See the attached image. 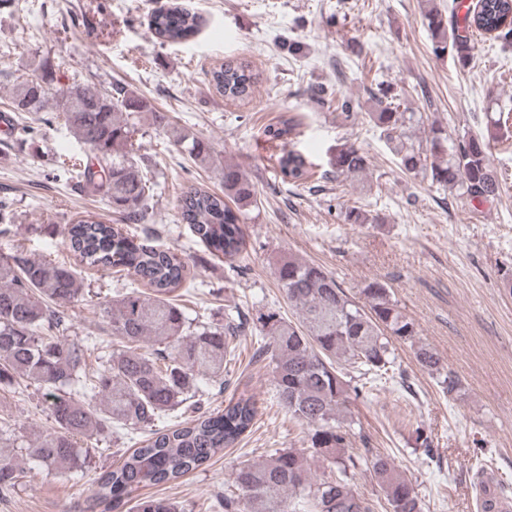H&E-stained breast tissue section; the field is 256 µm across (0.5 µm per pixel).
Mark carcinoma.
<instances>
[{
    "instance_id": "obj_1",
    "label": "carcinoma",
    "mask_w": 512,
    "mask_h": 512,
    "mask_svg": "<svg viewBox=\"0 0 512 512\" xmlns=\"http://www.w3.org/2000/svg\"><path fill=\"white\" fill-rule=\"evenodd\" d=\"M424 19L434 54L446 55L466 70L475 58L474 34L505 42L512 37V0H476L461 21L454 11L448 16L437 10ZM196 28V16L177 4L151 16L153 34L162 43L183 41ZM259 79L243 59L228 61L212 74L216 90L230 100L248 98ZM57 82L53 63L38 61L32 75L14 84L9 107L29 114L53 112L63 122L84 148L80 156L61 161L82 192L100 197L124 224L147 222L152 168L135 149L140 120L147 114L195 165L222 174L221 195L194 185L183 189L182 221L213 255L231 265L243 258V224L258 201L255 184L237 164L219 160L208 141L170 122L122 81L102 88L74 84L64 90L56 88ZM368 94L373 103L368 117L404 173L437 190L456 189L471 202L499 196L501 181L491 161L499 121L488 119L483 135L454 138L435 119L425 139L415 142L410 130L424 124L423 113L400 109L399 94L388 80ZM312 97L347 118L353 111L351 100L338 98L331 85L314 87ZM297 126L296 116L285 112L263 135L279 149L282 180L298 186L314 171L313 163L290 147ZM328 164L336 178L357 179L369 170L370 160L361 147L345 142L336 146ZM344 219L350 224L380 222L356 207L346 210ZM63 236L73 257L69 264L36 259L21 247L0 252V387L37 386L54 426L53 432L26 445L17 441L9 423L0 424V493L21 484L19 456L49 472H77L87 467L88 453L74 437L90 439L116 427L144 436L100 474L94 505L114 512L132 500L134 512H185L175 501L138 491L178 481L251 432L257 402L246 386L222 409L182 417L209 386L224 385L228 356L249 329L247 314L237 306L227 308L220 327L188 317L172 294L192 285L196 275L178 251L154 244L148 235L141 238L88 215L65 225ZM79 266L122 272L140 283L101 304L100 335L86 343L68 338L70 319L57 310L84 297ZM275 275L296 320L267 315L256 356L272 366L283 407L310 429V447L275 449L261 462L239 461L232 471L238 494L224 496V512H374L373 504L352 486L362 465L390 512H422L415 486L392 458L373 448L349 453L350 394L372 391L394 378L397 342L413 348L417 363L436 376L448 395L461 389L460 379L416 341L415 324L398 308L386 283L371 281L359 297H352L321 266L293 256L277 261ZM113 337L122 340V348L111 347ZM146 339L160 348L139 351ZM93 347L101 360L96 369L87 362ZM311 457L327 459L330 472L313 476Z\"/></svg>"
}]
</instances>
